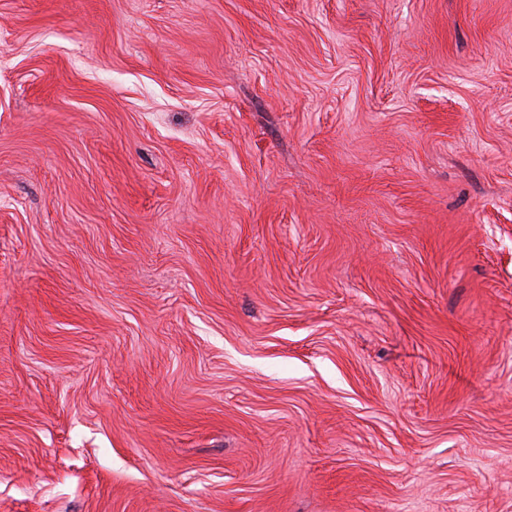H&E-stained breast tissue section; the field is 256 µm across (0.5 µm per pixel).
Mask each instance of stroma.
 I'll return each instance as SVG.
<instances>
[{
	"mask_svg": "<svg viewBox=\"0 0 512 512\" xmlns=\"http://www.w3.org/2000/svg\"><path fill=\"white\" fill-rule=\"evenodd\" d=\"M0 512H512V0H0Z\"/></svg>",
	"mask_w": 512,
	"mask_h": 512,
	"instance_id": "obj_1",
	"label": "stroma"
}]
</instances>
